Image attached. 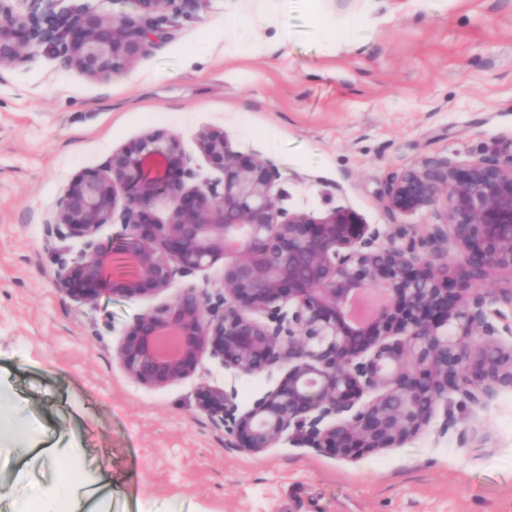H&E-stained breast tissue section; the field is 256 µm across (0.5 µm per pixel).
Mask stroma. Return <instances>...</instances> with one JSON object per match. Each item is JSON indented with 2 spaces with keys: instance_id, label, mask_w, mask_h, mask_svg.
Masks as SVG:
<instances>
[{
  "instance_id": "obj_1",
  "label": "stroma",
  "mask_w": 512,
  "mask_h": 512,
  "mask_svg": "<svg viewBox=\"0 0 512 512\" xmlns=\"http://www.w3.org/2000/svg\"><path fill=\"white\" fill-rule=\"evenodd\" d=\"M169 33L105 81L41 51L0 71V393L29 435L0 442V512H40L48 486L69 512L90 487L112 491L96 512H512V391L354 462L286 440L247 454L196 404L216 361L151 389L113 355L170 293L79 305L43 233L73 180L157 128L200 177L196 136L218 127L275 160L283 207L386 224L389 173L512 143V0H203Z\"/></svg>"
}]
</instances>
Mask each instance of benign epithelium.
I'll use <instances>...</instances> for the list:
<instances>
[{"label": "benign epithelium", "mask_w": 512, "mask_h": 512, "mask_svg": "<svg viewBox=\"0 0 512 512\" xmlns=\"http://www.w3.org/2000/svg\"><path fill=\"white\" fill-rule=\"evenodd\" d=\"M15 2L0 0V70L42 48L106 80L166 38L168 15L201 0H132L137 21L85 3ZM196 146L220 177L187 185L197 173L179 139L149 130L73 181L43 222L56 287L90 307L104 295H160L224 261L211 290L185 286L120 338L115 358L130 379L164 388L207 355L231 381L199 382L197 406L230 445L259 455L286 435L350 460L401 447L453 394L484 407L512 390V343L492 322L505 319L512 289L483 287L512 271V146L386 179L388 215L435 219L419 238L343 205L321 216L285 209L275 161L243 156L223 130H201ZM160 198L171 206L165 223L152 214ZM106 224L122 228L109 243L99 239ZM69 240L81 249L68 259ZM275 369L276 385L241 407L236 380Z\"/></svg>", "instance_id": "7a95c632"}]
</instances>
